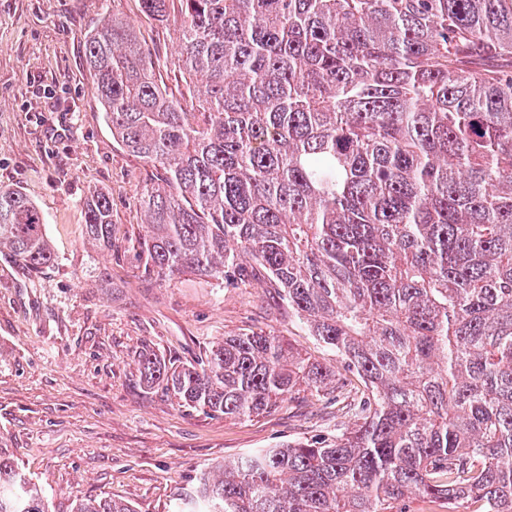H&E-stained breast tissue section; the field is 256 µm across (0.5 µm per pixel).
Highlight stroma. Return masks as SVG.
<instances>
[{
    "instance_id": "35a3bbf8",
    "label": "stroma",
    "mask_w": 512,
    "mask_h": 512,
    "mask_svg": "<svg viewBox=\"0 0 512 512\" xmlns=\"http://www.w3.org/2000/svg\"><path fill=\"white\" fill-rule=\"evenodd\" d=\"M107 15L139 30L170 98L188 105L199 94L174 64L173 23L145 16L139 0H0V186L34 203L55 255L32 273L0 254V456L52 512H71L81 497L173 512L202 474L333 435L336 423L307 391L251 418L185 409L144 380L143 348L186 362L225 336L263 331L331 367L336 355L268 285L145 271L139 197L155 172L113 138L85 63V38ZM96 191L112 202L108 248L85 235L84 203Z\"/></svg>"
}]
</instances>
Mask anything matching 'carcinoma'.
I'll return each instance as SVG.
<instances>
[{"mask_svg": "<svg viewBox=\"0 0 512 512\" xmlns=\"http://www.w3.org/2000/svg\"><path fill=\"white\" fill-rule=\"evenodd\" d=\"M170 99L134 27L106 16L85 60L112 135L159 172L138 248L185 272L276 288L332 370L270 333L140 370L183 407L250 418L301 390L336 435L262 448L175 512H512V0H179ZM168 21L169 0H139ZM112 245V206L85 202ZM54 261L43 218L0 187V251ZM0 512H50L0 456ZM73 512H134L108 497Z\"/></svg>", "mask_w": 512, "mask_h": 512, "instance_id": "cac0c4a2", "label": "carcinoma"}]
</instances>
